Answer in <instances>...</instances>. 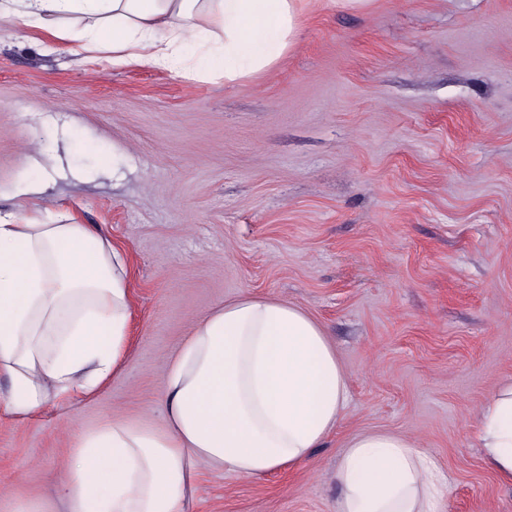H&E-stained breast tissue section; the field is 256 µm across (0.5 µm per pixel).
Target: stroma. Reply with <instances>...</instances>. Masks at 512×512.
Instances as JSON below:
<instances>
[{
  "label": "stroma",
  "instance_id": "1",
  "mask_svg": "<svg viewBox=\"0 0 512 512\" xmlns=\"http://www.w3.org/2000/svg\"><path fill=\"white\" fill-rule=\"evenodd\" d=\"M0 211L126 253L128 350L96 391L0 409V501L48 496L82 435L162 425L169 358L242 294L304 308L349 377L297 468L201 471L195 512H336L337 457L386 430L448 477L442 512H512L481 406L512 382V0H310L264 77L192 79L0 27Z\"/></svg>",
  "mask_w": 512,
  "mask_h": 512
}]
</instances>
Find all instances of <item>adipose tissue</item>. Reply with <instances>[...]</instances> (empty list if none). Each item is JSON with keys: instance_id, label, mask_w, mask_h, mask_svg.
<instances>
[{"instance_id": "1", "label": "adipose tissue", "mask_w": 512, "mask_h": 512, "mask_svg": "<svg viewBox=\"0 0 512 512\" xmlns=\"http://www.w3.org/2000/svg\"><path fill=\"white\" fill-rule=\"evenodd\" d=\"M305 0H0V18L187 75H261L293 47ZM127 257L84 224L0 213V401L17 417L113 374L132 298ZM163 426L110 420L85 433L55 490L67 512H194L202 469L255 478L305 461L342 424L348 376L300 307L242 295L195 323L165 373ZM486 465L512 481V387L483 405ZM337 512H441L448 482L411 439L352 436Z\"/></svg>"}]
</instances>
